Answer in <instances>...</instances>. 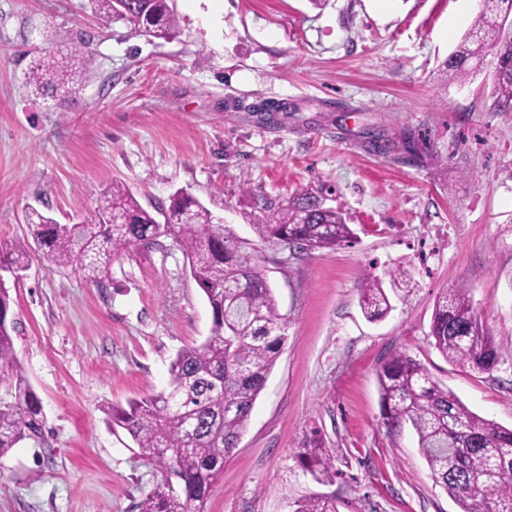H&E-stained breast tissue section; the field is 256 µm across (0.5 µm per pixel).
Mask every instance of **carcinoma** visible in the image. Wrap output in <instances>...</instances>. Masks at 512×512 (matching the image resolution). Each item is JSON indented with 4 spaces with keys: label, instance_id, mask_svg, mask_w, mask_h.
<instances>
[{
    "label": "carcinoma",
    "instance_id": "obj_1",
    "mask_svg": "<svg viewBox=\"0 0 512 512\" xmlns=\"http://www.w3.org/2000/svg\"><path fill=\"white\" fill-rule=\"evenodd\" d=\"M98 11L117 14L154 34L168 38L179 28L173 0H96ZM494 55L493 86L497 105L512 110V0H491L479 10L471 31L445 61L451 81L467 79L486 51ZM88 57L75 48L41 61L28 74L41 94H55L61 76L79 77ZM264 222L254 225L259 243L239 237L229 225L188 195L169 197L161 224L123 185L114 183L94 213L79 224H58L38 210L27 224L33 244L0 254V265L27 266L28 249L36 246L57 267H71L98 284L110 280L112 260L144 241L169 237L184 251L191 275L212 312L211 336L201 345L179 351L170 364L169 389L112 410V426L125 430L138 455L162 475H176L181 493L161 483L143 499L139 512H203L213 484L224 471V459L236 448L253 405L284 343L263 262L262 246L288 240L298 253L333 250L354 243L355 234L336 208L309 187L287 199L266 202ZM360 307L377 320L392 310L382 281L363 288ZM9 290L0 284V460L26 439L44 435L39 399L24 376L8 319ZM430 337L434 348L463 370L489 373L499 363L492 336L473 307L468 289L455 288L434 304ZM385 425L411 427L436 484L460 512H512V430L470 411L441 387L419 363L398 353L378 375ZM334 457L312 448L309 467L327 476ZM492 474L490 492L480 490ZM295 512H337L336 501L312 495Z\"/></svg>",
    "mask_w": 512,
    "mask_h": 512
}]
</instances>
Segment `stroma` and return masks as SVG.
Listing matches in <instances>:
<instances>
[{
	"mask_svg": "<svg viewBox=\"0 0 512 512\" xmlns=\"http://www.w3.org/2000/svg\"><path fill=\"white\" fill-rule=\"evenodd\" d=\"M174 6L164 39L94 0H0V249L29 239L30 209L77 224L115 183L149 210L186 191L252 241L263 201L322 192L357 239L304 258L266 249L286 339L205 512H294L311 495L338 512H459L413 432L385 426L378 371L405 353L512 429V111L495 104L493 57L462 82L441 72L476 0ZM78 46L90 61L71 93L29 86L36 60ZM399 269L410 292L367 320L366 280ZM6 285L45 432L0 460V512H138L161 475L109 414L166 389L178 351L211 333L183 250L137 247L104 288L34 252ZM460 286L499 350L491 373L431 343L437 297ZM317 445L335 456L320 480L304 454Z\"/></svg>",
	"mask_w": 512,
	"mask_h": 512,
	"instance_id": "1",
	"label": "stroma"
}]
</instances>
